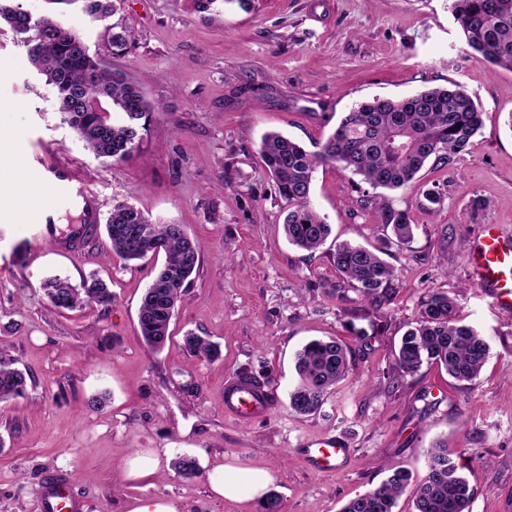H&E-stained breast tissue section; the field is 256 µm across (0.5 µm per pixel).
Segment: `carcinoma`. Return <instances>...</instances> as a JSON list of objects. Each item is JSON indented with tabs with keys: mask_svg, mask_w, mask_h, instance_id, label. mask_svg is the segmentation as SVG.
Instances as JSON below:
<instances>
[{
	"mask_svg": "<svg viewBox=\"0 0 512 512\" xmlns=\"http://www.w3.org/2000/svg\"><path fill=\"white\" fill-rule=\"evenodd\" d=\"M77 5L93 21L103 24L101 37L112 54L128 52L134 36L116 15L115 0H53ZM452 14L467 46L493 68L512 71V0H453ZM5 22L27 48L31 64L54 90L63 120L84 143L86 150L106 161L132 157L142 130L158 108L142 89L120 70L103 66L99 58L80 46V35L65 28L52 15L26 23L15 8L0 3ZM483 126L482 112L459 85L423 90L411 97H374L346 113L317 152L272 132L261 142L260 157L288 206L284 231L290 244L315 250L327 240L330 225L311 204L313 173L320 166L337 164L360 175L374 188L400 189L413 184L426 162L447 164L466 149ZM375 208L382 223L392 226L397 242L412 237V224L403 210L386 196ZM150 220L128 203L112 207L105 228L112 253L124 261L146 257L143 234ZM160 251L165 262L147 288L139 310V329L153 350L170 339V324L177 304L200 269V252L182 224H160ZM336 269L378 310L395 293V269L375 251L341 243L332 253ZM51 305L73 310L91 304L108 306L112 293L92 275L79 285L59 276L43 285ZM185 348L193 356H211L216 345L190 332ZM489 356V344L478 330L463 323L456 296L432 291L421 300L420 318L402 337L397 367L412 374L425 362L437 363L458 382L475 381ZM352 366L350 348L334 338L308 342L297 354L298 381L289 395L291 409L299 414L317 411L328 391L344 379ZM27 375L0 355V402L25 395ZM174 469L186 478L197 474L195 459L179 456ZM409 474L394 472L376 488L350 499L340 512H393L405 490ZM473 490L458 475L439 442L430 450L428 472L415 489V512H469Z\"/></svg>",
	"mask_w": 512,
	"mask_h": 512,
	"instance_id": "1",
	"label": "carcinoma"
}]
</instances>
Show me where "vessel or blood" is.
<instances>
[{
  "label": "vessel or blood",
  "mask_w": 512,
  "mask_h": 512,
  "mask_svg": "<svg viewBox=\"0 0 512 512\" xmlns=\"http://www.w3.org/2000/svg\"><path fill=\"white\" fill-rule=\"evenodd\" d=\"M33 171L48 186L52 196L68 197L82 212L80 223L69 225L63 231L55 222L53 206L33 210L29 219L36 225L39 237L63 241L65 249L72 254L85 251L94 239L97 197L90 192L72 193L71 174L56 164L41 160L34 164ZM467 261L493 305L499 311L511 313L512 281L507 275L512 272V236L505 234L500 225H484L468 252ZM226 404L233 414L244 420L252 419L268 408L267 402L255 399L246 389L236 385L230 387ZM349 453L344 441L327 438L310 442L305 457L311 468L324 472L335 469ZM41 505L44 512H81L83 508L71 490L69 478L65 476L54 477L44 484Z\"/></svg>",
  "instance_id": "b4317fda"
}]
</instances>
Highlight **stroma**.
Here are the masks:
<instances>
[{
	"mask_svg": "<svg viewBox=\"0 0 512 512\" xmlns=\"http://www.w3.org/2000/svg\"><path fill=\"white\" fill-rule=\"evenodd\" d=\"M451 3L218 0L203 11L197 0H117L135 36L123 56L112 55L99 24L69 11L62 23L159 108L122 162L84 149L26 48L0 25V133L25 148L15 166L36 152L69 164L74 190L94 193L101 215L131 203L153 223L185 225L201 255L173 338L155 352L138 315L161 257L125 262L108 254L103 233L84 254L65 256L35 225L0 215V349L31 377L25 396L0 402V512H42L41 487L54 472L70 477L85 512H128L143 498L171 500L179 512H262L211 492L209 473L227 463L270 470L282 512H340L405 469L411 484L394 512H414L440 439L474 491L470 512H512V313L491 304L466 261L483 225L512 233V72L491 71L465 45ZM454 83L480 105L483 127L449 164H427L392 192L413 225L409 243L382 224L375 189L336 165L317 169L311 195L331 235L312 253L288 242L285 202L259 157L266 133L313 151L363 100ZM434 187L443 202L432 207L423 194ZM342 241L379 249L397 271L393 300L372 318L382 332L361 318L367 300L332 261ZM93 273L111 305L51 307L47 277L77 284ZM433 290L455 294L464 323L490 346L474 382L427 363L397 373L401 338ZM189 331L217 343L219 358L189 355ZM329 336L355 364L315 413L297 414L295 355ZM244 372L268 378L273 394L246 423L224 407L225 384ZM95 397L103 405L91 406ZM331 437L347 442L349 458L333 472L312 470L306 444ZM183 454L196 459V476L173 470ZM148 455L158 472L129 476V462Z\"/></svg>",
	"mask_w": 512,
	"mask_h": 512,
	"instance_id": "obj_1",
	"label": "stroma"
}]
</instances>
